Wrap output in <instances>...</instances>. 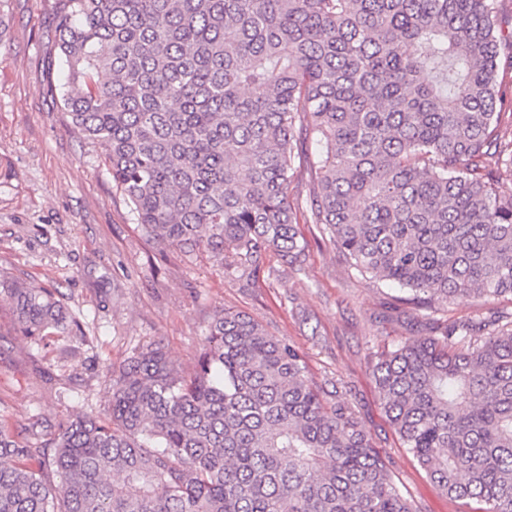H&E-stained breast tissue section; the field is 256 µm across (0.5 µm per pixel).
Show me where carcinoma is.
Instances as JSON below:
<instances>
[{
	"mask_svg": "<svg viewBox=\"0 0 512 512\" xmlns=\"http://www.w3.org/2000/svg\"><path fill=\"white\" fill-rule=\"evenodd\" d=\"M71 124L104 152L145 235L252 274L304 261L290 199L362 274L436 313L512 297V27L498 0H54ZM315 145L308 153L307 145ZM38 345L82 333L55 293L0 270ZM403 447L450 499L512 512V315L446 322L370 356ZM59 478L54 483L50 476ZM0 512H416L347 397L251 315L220 309L193 368L159 342L107 408L45 437L0 421Z\"/></svg>",
	"mask_w": 512,
	"mask_h": 512,
	"instance_id": "carcinoma-1",
	"label": "carcinoma"
}]
</instances>
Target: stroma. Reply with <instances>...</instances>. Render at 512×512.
Returning a JSON list of instances; mask_svg holds the SVG:
<instances>
[{
    "label": "stroma",
    "instance_id": "obj_1",
    "mask_svg": "<svg viewBox=\"0 0 512 512\" xmlns=\"http://www.w3.org/2000/svg\"><path fill=\"white\" fill-rule=\"evenodd\" d=\"M53 0H0V268L53 291L80 320L78 336L32 345L0 302V419L26 438L103 408L108 366L161 342L190 369L222 308L249 313L304 356L311 379L342 386L417 512H475L450 500L401 448L368 369L384 345L423 333L425 311L389 317L399 287L359 274L319 225L299 221L302 267L266 253L258 275L233 258L182 254L148 240L100 150L72 128L52 68Z\"/></svg>",
    "mask_w": 512,
    "mask_h": 512
}]
</instances>
